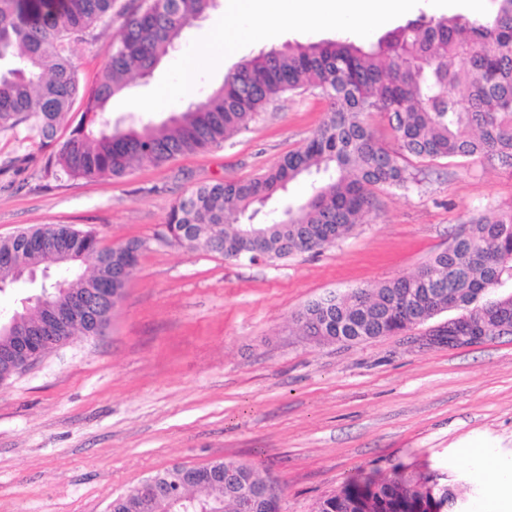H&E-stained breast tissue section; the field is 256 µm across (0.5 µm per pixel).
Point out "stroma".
I'll return each mask as SVG.
<instances>
[{"label": "stroma", "mask_w": 512, "mask_h": 512, "mask_svg": "<svg viewBox=\"0 0 512 512\" xmlns=\"http://www.w3.org/2000/svg\"><path fill=\"white\" fill-rule=\"evenodd\" d=\"M224 8L218 0L150 76L115 95L105 119L162 124L220 86L239 59L265 50L245 46L160 111L125 105L154 89ZM120 25L113 18L74 44L82 83L98 78ZM329 110L318 92L290 93L223 146L118 179L48 177L37 144L0 133V161L32 158L22 186L0 175V237L64 224L108 245L143 244L103 335L73 337L0 383V512H107L149 476L222 458L279 486L282 512H316L359 473L384 476L398 465L464 484L473 512L485 488L512 472V336L428 344L445 312L357 344L318 343L296 325L311 301L411 275L474 216L511 210V168L481 158L420 162L418 184L375 189L349 236L276 262L162 242L178 198L264 173L302 149ZM469 445L493 466L470 464Z\"/></svg>", "instance_id": "35a3bbf8"}]
</instances>
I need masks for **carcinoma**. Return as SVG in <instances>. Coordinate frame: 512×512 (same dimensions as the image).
Masks as SVG:
<instances>
[{
  "mask_svg": "<svg viewBox=\"0 0 512 512\" xmlns=\"http://www.w3.org/2000/svg\"><path fill=\"white\" fill-rule=\"evenodd\" d=\"M98 81L83 87L72 62L74 36L106 27L116 0H0V132L51 146L70 128L43 171L55 178H121L144 163L161 166L179 155L224 144L276 98L318 90L331 103L306 146L285 155L265 173L245 181L201 186L172 206L167 225L176 243L240 260L244 232L262 230L265 260L321 250L348 235L381 187L416 182L411 159L485 157L512 167V0H493L483 17L424 15L364 47L342 40L271 48L243 61L205 99L157 127L120 129L103 120L106 105L134 75L145 76L172 50L185 30L214 7V0H131ZM461 59L466 66L453 68ZM83 112L75 126L76 100ZM377 112L393 132L395 147L366 121ZM311 178V192L278 210L292 183ZM139 241L101 243L91 230L46 224L0 239V282L15 285L16 269L60 270L41 286L40 298L22 310L35 323L61 308L86 309L82 284L91 279L122 298L137 264ZM512 281V212L482 213L448 250L435 254L410 276L372 288H356L336 304L308 305L310 321L330 319L327 335L345 336L336 322L351 317L359 336L377 339L431 319L421 303L448 289L465 288L461 302L480 293V304L503 297L489 291ZM234 480L187 481L179 500L114 499L111 512H238L242 492L256 498V512H274L264 498L267 481L248 464L224 460ZM442 475L403 466L388 477L367 476L320 502L317 512H464L456 489L429 485Z\"/></svg>",
  "mask_w": 512,
  "mask_h": 512,
  "instance_id": "carcinoma-1",
  "label": "carcinoma"
}]
</instances>
